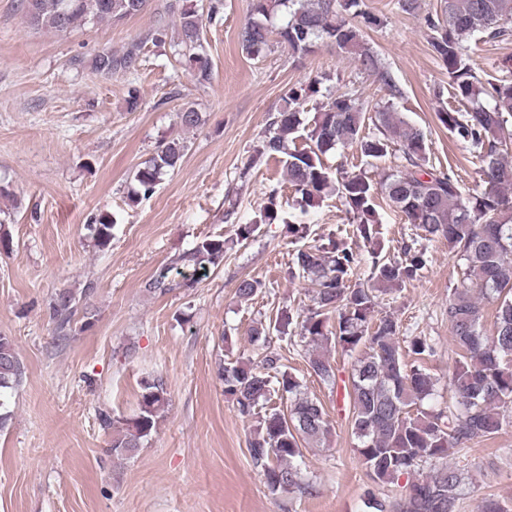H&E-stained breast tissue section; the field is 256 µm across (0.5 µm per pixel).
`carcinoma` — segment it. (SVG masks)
I'll return each instance as SVG.
<instances>
[{"mask_svg":"<svg viewBox=\"0 0 512 512\" xmlns=\"http://www.w3.org/2000/svg\"><path fill=\"white\" fill-rule=\"evenodd\" d=\"M147 4L148 0H21L30 27L60 34L103 21L120 22L141 13ZM358 6L359 0H252V18L239 33L242 49L258 58L274 33L293 54H308L317 42L326 41L357 58L364 70L394 92L391 73L365 43L361 28L343 17ZM223 7V0H208L204 16L172 0L168 11L178 16L182 43L194 48L201 46L203 19H214ZM281 8L288 20L274 31L269 21ZM428 25L434 32L432 50L448 70L451 97L473 104L469 111L449 108L437 118L478 159L479 188L467 191L454 172L430 165L424 131L401 112H375V131L369 133L368 107L341 93L306 118L298 104L320 92L317 78L304 88L289 90L285 108L272 118L258 150L260 157L281 159L303 212L332 194L342 198L366 249H353L343 237L296 249L291 276L313 286L311 305L298 314L279 311L268 324L257 322L249 342L264 347L274 333L299 337L310 346V375L327 384L335 383L336 367L317 348L332 343L351 358V434L367 475L382 484L412 476L395 503L368 496L365 506L373 512H457L463 472L446 459L460 448L494 438L512 414V161L504 156L505 126L512 119V78L482 82L468 55L477 33L493 39L512 34V0H440L439 13L428 18ZM144 45L138 40L121 52L104 50L94 58L93 67L107 77L127 73L135 69ZM482 96L488 100L485 105L479 103ZM348 146L368 166L394 146L404 162L373 175L365 169L332 173L324 157ZM185 148L178 140L165 142L141 163L131 177L134 198L151 197ZM383 203L402 212L414 228V235L401 242L397 258L387 255L381 239L378 208ZM279 219V191L273 188L255 218L237 225V238L245 241L258 225ZM113 227L107 214L86 225L101 249L111 243ZM435 239L448 244L463 271L461 284L448 293L445 310L455 358L450 401L440 408L431 405L437 379L419 365L435 354L432 338L411 336L403 346L397 320L390 314L375 317L380 295L416 280L427 267V250L420 241ZM224 254V237L199 238L158 268L144 288L164 294L174 286L172 274L194 281L198 272L218 268ZM81 300L68 289L55 293L49 310L58 336L64 338L73 329ZM485 302L495 305L490 336L482 331ZM281 360V354L272 353L260 366L239 360L219 366L224 394L240 416L256 420L248 452L273 493L308 489L300 467L304 449L324 445L331 435L322 402L303 391L302 382L283 369ZM22 379L13 341L0 336V395L18 388ZM275 397L288 403L286 410L274 407L260 413ZM167 401L161 380L141 382L138 412L112 436V455H133L151 436Z\"/></svg>","mask_w":512,"mask_h":512,"instance_id":"obj_1","label":"carcinoma"}]
</instances>
